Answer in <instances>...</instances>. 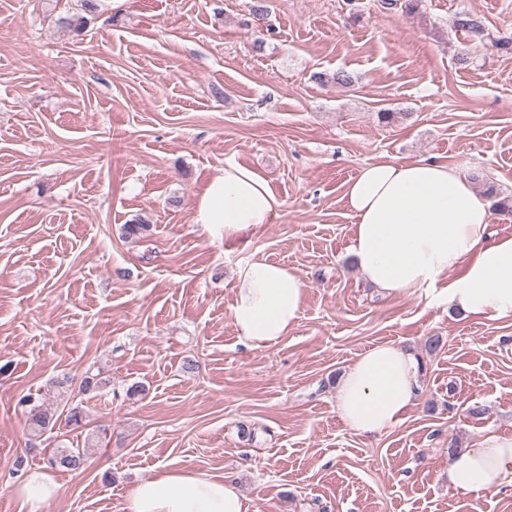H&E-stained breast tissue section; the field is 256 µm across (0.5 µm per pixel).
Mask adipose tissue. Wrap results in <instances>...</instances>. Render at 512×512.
<instances>
[{
	"instance_id": "ef3b65f1",
	"label": "adipose tissue",
	"mask_w": 512,
	"mask_h": 512,
	"mask_svg": "<svg viewBox=\"0 0 512 512\" xmlns=\"http://www.w3.org/2000/svg\"><path fill=\"white\" fill-rule=\"evenodd\" d=\"M343 200L355 224L349 253L364 278L387 294L447 284V303L460 317L512 319V236L491 231L490 200L456 166L418 159L365 165L349 179ZM283 202L258 171L225 163L192 203V221L212 241L242 239L272 223ZM231 316L241 343L266 347L294 328L307 287L283 263L251 258L236 269ZM419 360L390 344L375 345L349 365L336 390V412L355 433L376 436L400 424L414 406ZM448 486L476 497L512 482V435L492 432L448 455ZM45 471L16 486L29 512L59 496ZM126 512H247L225 477L162 471L131 489Z\"/></svg>"
}]
</instances>
